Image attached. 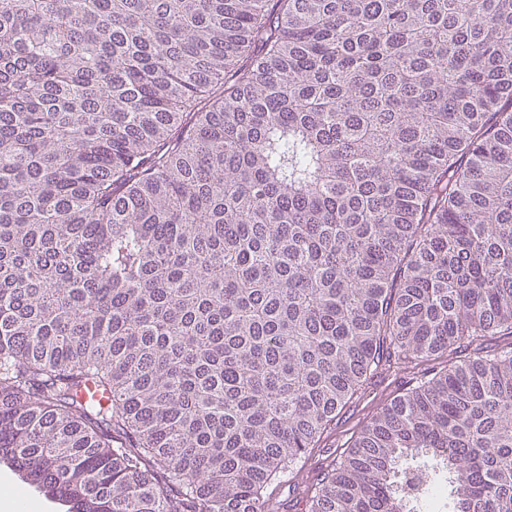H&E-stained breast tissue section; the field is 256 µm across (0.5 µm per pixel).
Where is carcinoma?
Masks as SVG:
<instances>
[{"label":"carcinoma","mask_w":512,"mask_h":512,"mask_svg":"<svg viewBox=\"0 0 512 512\" xmlns=\"http://www.w3.org/2000/svg\"><path fill=\"white\" fill-rule=\"evenodd\" d=\"M491 336L512 0H0V461L67 512H266L391 368L309 512H512Z\"/></svg>","instance_id":"cac0c4a2"}]
</instances>
